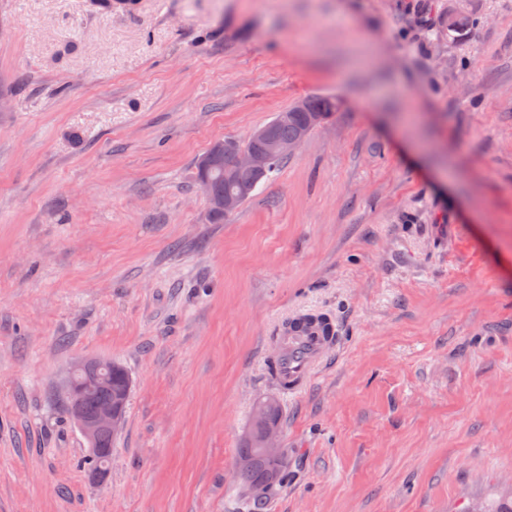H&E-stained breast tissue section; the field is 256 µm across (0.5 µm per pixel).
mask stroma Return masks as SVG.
Listing matches in <instances>:
<instances>
[{"instance_id": "35a3bbf8", "label": "stroma", "mask_w": 512, "mask_h": 512, "mask_svg": "<svg viewBox=\"0 0 512 512\" xmlns=\"http://www.w3.org/2000/svg\"><path fill=\"white\" fill-rule=\"evenodd\" d=\"M311 96L336 112L208 223L197 159ZM303 313L340 341L291 396ZM85 358L131 378L99 483ZM267 397L266 512L512 505V0H0V512H245ZM259 429L255 431L254 438L241 445V448L237 450V461L245 459L248 461L246 467L238 471L236 481L242 490L244 501L247 509L252 512H261L266 507L267 503L256 502L252 500L246 493L250 489V495L256 500L264 501L270 497L275 486L281 479L282 463L285 456L287 470L283 482L277 487L275 494L280 488L288 485V478L290 477V471H288V450L286 449V455L284 454V448H281L279 441V429L277 426L268 425L265 433L262 435L259 441V448H257L256 437L259 434ZM262 450L263 455L269 462V469L266 473L268 463L260 452ZM266 474V476H265ZM265 477V478H264ZM262 482L257 484L259 481Z\"/></svg>"}]
</instances>
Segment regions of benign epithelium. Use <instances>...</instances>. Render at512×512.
I'll return each mask as SVG.
<instances>
[{
	"instance_id": "7a95c632",
	"label": "benign epithelium",
	"mask_w": 512,
	"mask_h": 512,
	"mask_svg": "<svg viewBox=\"0 0 512 512\" xmlns=\"http://www.w3.org/2000/svg\"><path fill=\"white\" fill-rule=\"evenodd\" d=\"M294 109L305 113V121L292 140H280L271 133L269 127L262 126L255 129L249 136L251 142L256 145L254 149L238 150L229 154L224 151L222 139L214 141L209 146L199 160L201 172L199 187L204 191L207 190L206 176L215 168L224 171V183L232 187V190L222 195L207 197L209 213L227 216L236 211L242 199L254 188V184L240 180L241 174L248 172L259 177L265 175L274 159L292 155L306 141L310 131L325 120L323 113L307 110L304 100L298 101ZM73 369L85 373L95 384L112 387V363L106 360L97 358L80 360L73 365ZM83 391L84 384L72 379L67 381L69 418L83 435L89 454L103 458L112 454V449L100 447V435L105 431L113 435L118 434L129 391L115 394L93 415L87 414L83 408ZM259 448L269 462V469L264 480L250 489V495L264 501L270 497L281 479L284 449L280 445L277 427L271 425L267 427L260 438Z\"/></svg>"
}]
</instances>
